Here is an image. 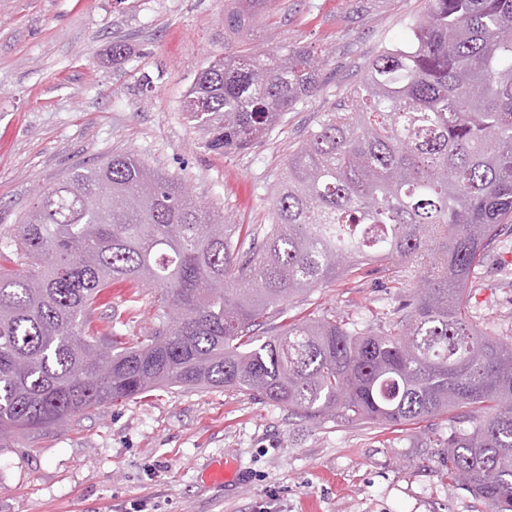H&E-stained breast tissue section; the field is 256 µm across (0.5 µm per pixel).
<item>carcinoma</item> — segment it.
Listing matches in <instances>:
<instances>
[{
    "mask_svg": "<svg viewBox=\"0 0 512 512\" xmlns=\"http://www.w3.org/2000/svg\"><path fill=\"white\" fill-rule=\"evenodd\" d=\"M276 0H230L239 35ZM289 155L272 223L232 224L134 154L72 169L0 232V439L157 388L239 390L314 422L452 417L442 474L512 512V340L462 317L484 251L512 220V0H428ZM328 58L255 47L204 68L185 103L240 151L319 90ZM432 251L395 330L325 315L266 339L270 309ZM160 293L128 346L90 330L115 282Z\"/></svg>",
    "mask_w": 512,
    "mask_h": 512,
    "instance_id": "obj_1",
    "label": "carcinoma"
}]
</instances>
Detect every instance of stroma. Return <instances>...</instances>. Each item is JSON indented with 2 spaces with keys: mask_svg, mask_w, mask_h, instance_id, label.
<instances>
[{
  "mask_svg": "<svg viewBox=\"0 0 512 512\" xmlns=\"http://www.w3.org/2000/svg\"><path fill=\"white\" fill-rule=\"evenodd\" d=\"M424 6L277 0L255 30L233 36L226 0H0V231L73 167L126 152L232 223H271L289 154L378 50L408 40ZM116 42L126 47L118 60ZM257 44L328 55L321 87L250 149H212L183 99L214 56ZM429 267L425 258L312 289L287 303L288 316L329 310L388 330ZM469 289L470 321L511 337L512 234L489 247ZM155 297L113 284L93 326L134 342L152 327ZM449 427L444 415L404 428L315 423L238 391L165 388L0 441V512H489L439 475L438 449L423 444ZM223 459L232 478L205 482L204 467Z\"/></svg>",
  "mask_w": 512,
  "mask_h": 512,
  "instance_id": "1",
  "label": "stroma"
}]
</instances>
